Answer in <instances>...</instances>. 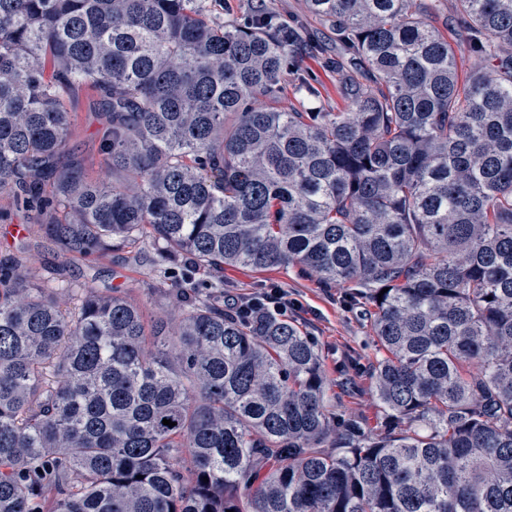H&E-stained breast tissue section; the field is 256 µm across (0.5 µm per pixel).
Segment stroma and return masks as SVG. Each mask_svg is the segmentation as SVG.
<instances>
[{
  "label": "stroma",
  "mask_w": 512,
  "mask_h": 512,
  "mask_svg": "<svg viewBox=\"0 0 512 512\" xmlns=\"http://www.w3.org/2000/svg\"><path fill=\"white\" fill-rule=\"evenodd\" d=\"M287 23H302L316 36L319 49L301 51L296 75L290 78L279 102L286 111L301 109L306 100L299 92L301 84L310 85L327 111L340 112L346 106L339 88L343 55L319 22L310 15L304 0H266ZM73 125L69 138L71 152L80 159L85 174L105 178L100 163V137L108 118L96 105L90 89L78 91L71 101ZM31 227L28 253L17 249L18 239L12 225ZM151 249L118 248L107 256L62 255L45 234L44 225L36 223L32 212L14 206L9 197L0 196V262L18 259L39 274H53L58 285L109 283L128 289L133 300L151 317L167 319L181 312L177 304L155 307L144 293L146 283L155 278ZM278 286L298 299L303 310L296 321L312 336L322 354L328 379L327 405L331 412L347 420H356L373 429L382 418L370 387L369 368L375 359L370 336L369 313L362 300H350L349 291L339 285L326 286L316 277L301 274L295 268L257 272L246 267L224 270V290L244 298L255 292Z\"/></svg>",
  "instance_id": "1"
}]
</instances>
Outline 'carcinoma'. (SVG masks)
Returning a JSON list of instances; mask_svg holds the SVG:
<instances>
[{"instance_id": "1", "label": "carcinoma", "mask_w": 512, "mask_h": 512, "mask_svg": "<svg viewBox=\"0 0 512 512\" xmlns=\"http://www.w3.org/2000/svg\"><path fill=\"white\" fill-rule=\"evenodd\" d=\"M434 3L307 0L349 55L348 110L286 112L313 40L266 4L241 22L208 0H0V194L69 254L141 244L164 270L351 289L384 412H330L319 348L273 311L149 287L183 310L151 320L15 263L0 512H512V0H455L464 76ZM84 86L108 185L66 149Z\"/></svg>"}]
</instances>
